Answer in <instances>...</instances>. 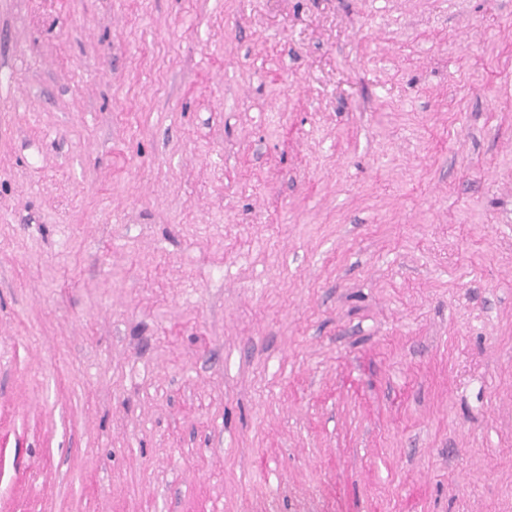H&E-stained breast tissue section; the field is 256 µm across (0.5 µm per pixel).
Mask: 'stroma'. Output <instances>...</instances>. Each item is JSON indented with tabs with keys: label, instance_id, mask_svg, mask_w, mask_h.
<instances>
[{
	"label": "stroma",
	"instance_id": "1",
	"mask_svg": "<svg viewBox=\"0 0 512 512\" xmlns=\"http://www.w3.org/2000/svg\"><path fill=\"white\" fill-rule=\"evenodd\" d=\"M0 512H512V0H0Z\"/></svg>",
	"mask_w": 512,
	"mask_h": 512
}]
</instances>
